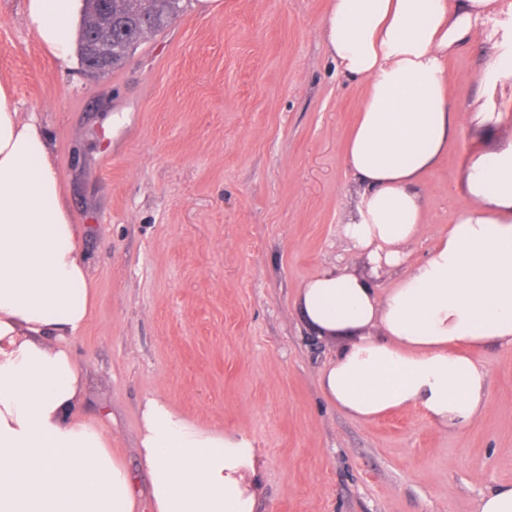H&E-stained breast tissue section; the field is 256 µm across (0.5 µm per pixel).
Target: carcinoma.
I'll list each match as a JSON object with an SVG mask.
<instances>
[{
    "label": "carcinoma",
    "instance_id": "obj_1",
    "mask_svg": "<svg viewBox=\"0 0 512 512\" xmlns=\"http://www.w3.org/2000/svg\"><path fill=\"white\" fill-rule=\"evenodd\" d=\"M183 0H158L153 15L143 17L130 0H112V56L119 63L137 48L146 34L165 28L164 20L172 12L181 10ZM102 20V5L98 0H86V9L80 30L79 44H84L89 30Z\"/></svg>",
    "mask_w": 512,
    "mask_h": 512
}]
</instances>
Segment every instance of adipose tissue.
Masks as SVG:
<instances>
[{"label": "adipose tissue", "instance_id": "obj_1", "mask_svg": "<svg viewBox=\"0 0 512 512\" xmlns=\"http://www.w3.org/2000/svg\"><path fill=\"white\" fill-rule=\"evenodd\" d=\"M28 28L69 61L83 0H25ZM501 0H332L322 34L338 69L364 84L345 160L359 185L341 233L373 270L398 271L378 296L350 268L328 267L297 308L316 336L343 337L319 374L327 399L357 421L409 406L430 423L472 426L489 372L473 352L512 346V113L498 109L512 58L497 52L467 110L449 98L448 62L482 39ZM474 132L460 186L472 206L420 260L422 176L462 126ZM91 311L83 232L64 201L51 141L0 83V512H261L256 449L146 398L139 497L101 424L73 415L81 374L71 342Z\"/></svg>", "mask_w": 512, "mask_h": 512}]
</instances>
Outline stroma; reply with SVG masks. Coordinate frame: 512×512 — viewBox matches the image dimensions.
Instances as JSON below:
<instances>
[{
    "instance_id": "1",
    "label": "stroma",
    "mask_w": 512,
    "mask_h": 512,
    "mask_svg": "<svg viewBox=\"0 0 512 512\" xmlns=\"http://www.w3.org/2000/svg\"><path fill=\"white\" fill-rule=\"evenodd\" d=\"M491 41L449 60V95L472 101L492 49L512 53V0ZM331 0H220L184 10L109 77L55 59L22 0H0V80L48 129L63 192L84 229L93 307L72 342L77 413L104 419L138 493L140 411L161 397L199 426L249 438L263 512H477L512 483V348L478 357L486 412L443 430L418 407L370 421L322 393L339 343L295 308L303 285L353 263L338 227L359 187L344 160L363 88L328 55ZM468 142L423 177L422 258L471 201Z\"/></svg>"
}]
</instances>
